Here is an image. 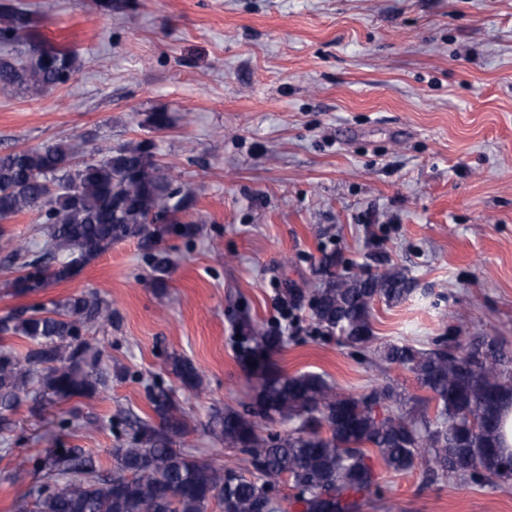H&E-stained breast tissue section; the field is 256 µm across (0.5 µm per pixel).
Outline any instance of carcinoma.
Instances as JSON below:
<instances>
[{"label": "carcinoma", "mask_w": 512, "mask_h": 512, "mask_svg": "<svg viewBox=\"0 0 512 512\" xmlns=\"http://www.w3.org/2000/svg\"><path fill=\"white\" fill-rule=\"evenodd\" d=\"M74 56L46 41L39 20L18 0H0V84L32 95L74 75ZM83 134L0 154V250L19 272L9 284L16 296L38 295L129 238L138 241L165 286L169 255L159 248L168 235L192 236L185 220L194 195L173 184L156 159L154 143L134 142L100 152ZM34 211L46 237L41 250L3 227ZM412 292L397 268L377 273L350 269L314 291L311 315L319 329L346 347L373 349L389 365L411 372L420 397L406 414L390 411L401 400L391 383L365 395L339 391L315 373L290 375L275 360L284 338L269 323L241 319L237 361L251 382L246 409L226 407L212 415V433L226 448L249 457L259 479H248L214 461L175 448L189 433L173 396L149 387L154 419L138 421L130 440L112 450L103 472L83 449L62 444L35 463L44 483L31 512H207L213 500L222 512H362L376 477L367 450L385 466L410 472H454L478 481L489 474L512 478V455L501 446L503 411L512 406V370L495 341L465 349L444 337L431 349L412 344L372 347L373 304H397ZM112 322V304L94 291L46 306L36 303L0 321V333L33 343L21 354L0 347V408L13 410L48 390L59 399L92 398L107 386L104 353L87 338ZM181 385L204 390L194 364L167 357ZM286 424L263 434L255 418ZM290 479V500L270 495L275 479Z\"/></svg>", "instance_id": "cac0c4a2"}]
</instances>
